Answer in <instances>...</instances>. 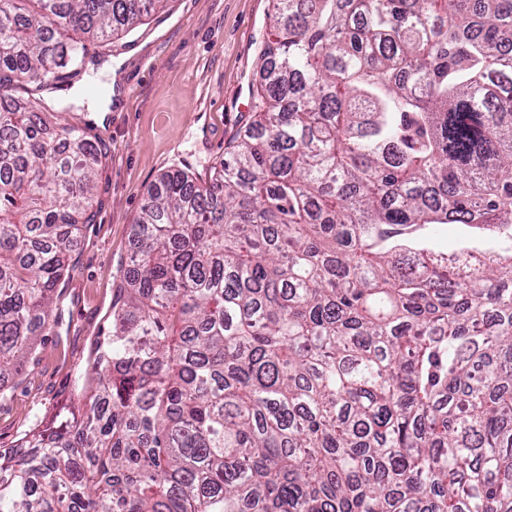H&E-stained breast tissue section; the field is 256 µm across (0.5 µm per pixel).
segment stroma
<instances>
[{
	"instance_id": "1",
	"label": "stroma",
	"mask_w": 512,
	"mask_h": 512,
	"mask_svg": "<svg viewBox=\"0 0 512 512\" xmlns=\"http://www.w3.org/2000/svg\"><path fill=\"white\" fill-rule=\"evenodd\" d=\"M270 10V0H168L131 34L88 43L84 80L46 95L49 109L86 127L106 158L95 180V221L58 286L60 321L0 400V448L53 411L88 370L129 266L131 226L147 187L182 159L209 168L246 122L258 53L272 33ZM105 60L120 96L93 121L87 87Z\"/></svg>"
}]
</instances>
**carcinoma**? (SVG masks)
<instances>
[{
	"mask_svg": "<svg viewBox=\"0 0 512 512\" xmlns=\"http://www.w3.org/2000/svg\"><path fill=\"white\" fill-rule=\"evenodd\" d=\"M166 3L0 0L3 397L105 158L14 91ZM272 22L250 121L147 187L90 370L0 448V512H512V0ZM433 243L440 249L452 250L456 247L460 230L456 225H438L430 231Z\"/></svg>",
	"mask_w": 512,
	"mask_h": 512,
	"instance_id": "cac0c4a2",
	"label": "carcinoma"
}]
</instances>
